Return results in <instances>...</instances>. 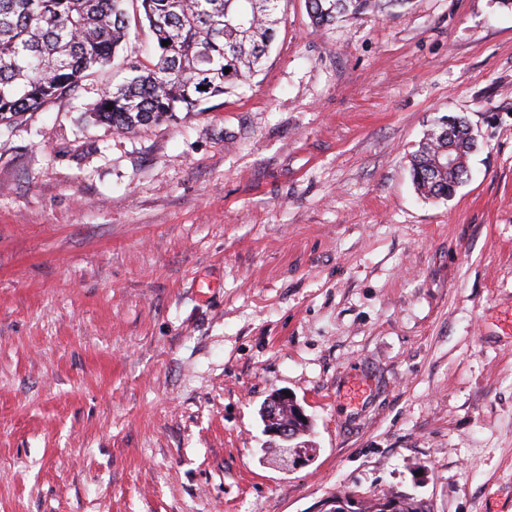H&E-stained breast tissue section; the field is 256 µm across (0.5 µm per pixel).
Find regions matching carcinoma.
<instances>
[{
    "mask_svg": "<svg viewBox=\"0 0 512 512\" xmlns=\"http://www.w3.org/2000/svg\"><path fill=\"white\" fill-rule=\"evenodd\" d=\"M128 2L148 23L156 46L149 60L123 58L134 76L102 91L92 108L96 122L118 135L178 112H203V105L241 87L260 71L280 23L279 0H0V125L74 98L84 78L110 64L128 37ZM409 3L307 0L321 32L379 4L393 9ZM450 142L457 159L452 168L438 163ZM476 147L465 121L439 120L411 153L418 193L431 200L452 197L466 182ZM387 497L396 500L394 512H429L425 502L395 491L359 500L357 512H384Z\"/></svg>",
    "mask_w": 512,
    "mask_h": 512,
    "instance_id": "1",
    "label": "carcinoma"
}]
</instances>
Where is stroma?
Instances as JSON below:
<instances>
[{"label": "stroma", "instance_id": "stroma-1", "mask_svg": "<svg viewBox=\"0 0 512 512\" xmlns=\"http://www.w3.org/2000/svg\"><path fill=\"white\" fill-rule=\"evenodd\" d=\"M278 15L208 111L113 134L117 61L0 125V512H512V8ZM446 115L478 148L428 201L409 154ZM392 497L396 501L394 512H430L428 506L422 500L407 497L399 492H388L370 500H359L356 512H384L382 499Z\"/></svg>", "mask_w": 512, "mask_h": 512}]
</instances>
